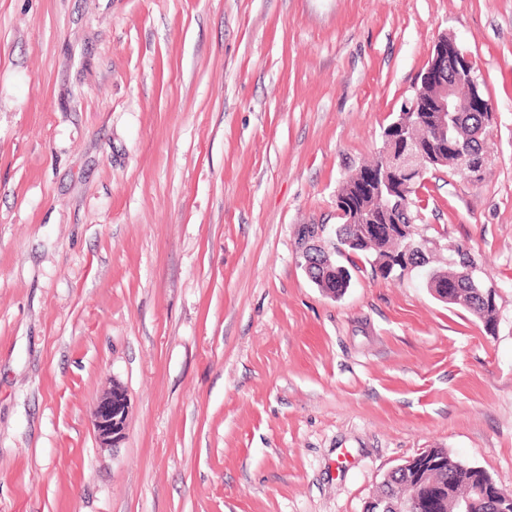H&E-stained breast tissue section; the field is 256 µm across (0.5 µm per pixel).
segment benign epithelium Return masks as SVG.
I'll return each mask as SVG.
<instances>
[{
  "label": "benign epithelium",
  "instance_id": "obj_1",
  "mask_svg": "<svg viewBox=\"0 0 512 512\" xmlns=\"http://www.w3.org/2000/svg\"><path fill=\"white\" fill-rule=\"evenodd\" d=\"M464 83L478 87L469 55L461 52L448 37L439 38L428 64L420 73L412 98L383 131V164L374 174L372 183L374 191L385 200L387 208L404 213L408 210L412 187L408 182H400L396 177L397 170L417 160L423 172L430 165L446 163L442 150L445 147L444 139L448 137V113L494 111L491 99L482 93L474 91L465 100L459 98L458 87ZM422 126L428 128L431 134L426 146L416 155L395 154L393 143L406 139L409 130ZM296 236L300 240L298 251L301 265L308 274L313 258L327 250V225H316L310 234L300 227ZM128 413L127 394L119 385L113 386L98 399L93 410V427L100 447L112 448L124 438ZM438 463L439 460L430 451L424 450L399 465V468L419 474ZM475 492L481 496L489 494L496 499L499 512H512V498L503 494L495 483L477 486Z\"/></svg>",
  "mask_w": 512,
  "mask_h": 512
}]
</instances>
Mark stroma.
I'll return each mask as SVG.
<instances>
[{
    "label": "stroma",
    "mask_w": 512,
    "mask_h": 512,
    "mask_svg": "<svg viewBox=\"0 0 512 512\" xmlns=\"http://www.w3.org/2000/svg\"><path fill=\"white\" fill-rule=\"evenodd\" d=\"M444 34L493 161L413 211L492 333L361 256L330 297L295 244ZM428 448L512 492V0H0V512H365ZM445 270L435 269L434 275L445 283L448 293L442 292L443 297L437 293V289H445L431 281V270L427 271L426 283L437 298L448 305H456L467 309L472 315L484 322L488 332L495 331L497 326V294L494 296L495 286L490 284L488 278L478 274L477 264L472 256L471 249L465 244H459L448 254ZM494 296L488 298L485 295ZM128 413L127 394L119 385L98 399L93 410V427L100 447H115L124 438Z\"/></svg>",
    "instance_id": "stroma-1"
}]
</instances>
